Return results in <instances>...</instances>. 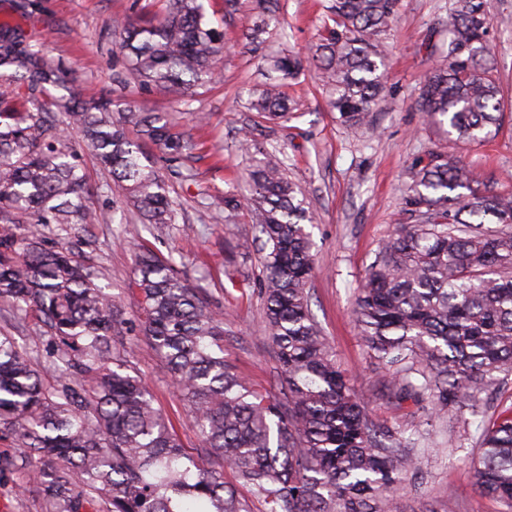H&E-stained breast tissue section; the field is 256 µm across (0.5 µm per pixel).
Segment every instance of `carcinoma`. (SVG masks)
<instances>
[{"label":"carcinoma","mask_w":512,"mask_h":512,"mask_svg":"<svg viewBox=\"0 0 512 512\" xmlns=\"http://www.w3.org/2000/svg\"><path fill=\"white\" fill-rule=\"evenodd\" d=\"M276 6L251 0L254 23L243 48L263 42ZM398 7L399 0H328L312 60L327 108L347 127L365 125L386 91L385 40ZM490 7L491 0H453L443 24L448 42L434 47L438 63L417 96L425 123L459 141H485L502 123ZM141 10V23L118 24L132 79L165 96L213 84L224 32L209 20L205 0H153ZM301 74L302 61L286 50L270 59L248 109L266 121L286 118L284 88ZM0 81L7 84L0 92V305L41 323L58 372L47 384L46 369L0 334V434L17 448L0 456V473L27 471L46 512H243L211 465L218 458L263 498L266 512H397L413 459L401 434L369 418L310 313L311 217L281 165L256 162L248 195L226 193L224 212L247 209L258 231L259 291L285 402L249 388L224 360V320L171 259L133 248L135 328L120 299L99 285V270L76 252L90 244L76 231L107 215L86 204L73 133L150 224H175L179 213L140 138L161 148L178 177L192 138L108 95L83 102L44 45L7 23H0ZM52 87L68 94L55 96ZM406 178L412 223L397 225L379 248L353 316L391 370L385 386L396 401L426 395L434 419L445 421L496 375L512 374V195L489 190L461 159L441 152L415 159ZM44 224L56 225V245H45ZM135 330L195 419V455L112 350L114 337ZM473 473L483 494L512 510V411L484 429Z\"/></svg>","instance_id":"obj_1"}]
</instances>
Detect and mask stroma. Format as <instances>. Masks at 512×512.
Here are the masks:
<instances>
[{
    "label": "stroma",
    "instance_id": "1",
    "mask_svg": "<svg viewBox=\"0 0 512 512\" xmlns=\"http://www.w3.org/2000/svg\"><path fill=\"white\" fill-rule=\"evenodd\" d=\"M131 0H29L27 15L15 0H0V22L10 21L40 39L53 59L61 60L71 88L81 100L104 94L133 99L137 109L171 116L176 129L200 144L189 162L191 180L172 179L170 191L182 211L177 223L145 224L135 211L127 223L92 224L81 260L101 273L99 283L123 302L127 319L139 312V297L129 283L134 276L131 244L173 259L182 276L201 285L212 310L224 317V358L259 389L279 391V364L268 337L263 303L258 296L261 254L238 243L256 234L245 213L231 223L215 221L213 208L223 206L227 191L246 195L242 178L251 163L239 150L242 132L257 143L277 147L289 179L306 193L314 222L315 270L309 284L311 311L342 369L355 379L373 419L408 434L430 431V401L396 402L385 388L384 367L373 358L352 315L355 290L379 245L405 221V171L428 151L459 156L496 191L512 192V0H492L490 38L503 79L505 120L497 135L479 144L448 140L441 129L424 125L415 100L435 58L429 52L441 38L438 22L448 0H400L387 39V91L373 112V125L352 132L329 112L316 70L288 85L294 106L287 121L268 123L247 109L262 85L260 55L244 52L239 39L252 25L241 9L224 16V0H211L214 25L223 28L227 49L218 82L192 95L190 105L160 97L140 87H123L126 71L118 55L114 24L130 16ZM325 17L324 0H280L282 35L269 38L270 49L287 48L310 57ZM81 161L92 208L122 201L120 184L100 168L89 152ZM117 352L129 353L136 373L149 385L155 404L169 419L184 448L201 444L190 414L142 335L118 337ZM476 425L453 416L448 443L429 447L415 458L417 488L405 491L400 512H504L503 504L474 485L472 461L478 454ZM36 485L21 474H0V512H43Z\"/></svg>",
    "mask_w": 512,
    "mask_h": 512
}]
</instances>
